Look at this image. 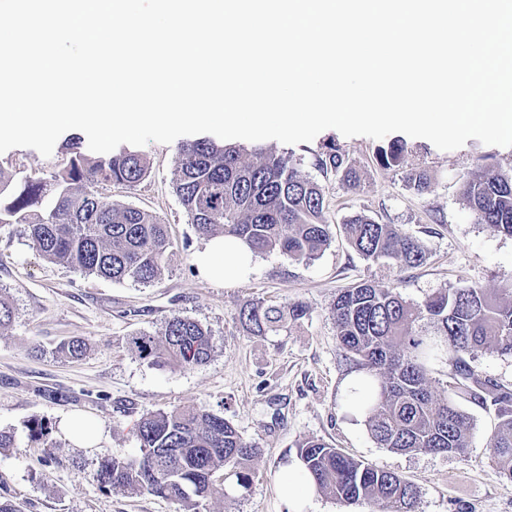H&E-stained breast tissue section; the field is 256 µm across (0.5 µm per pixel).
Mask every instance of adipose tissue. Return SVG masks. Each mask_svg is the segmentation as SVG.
<instances>
[{
    "label": "adipose tissue",
    "mask_w": 512,
    "mask_h": 512,
    "mask_svg": "<svg viewBox=\"0 0 512 512\" xmlns=\"http://www.w3.org/2000/svg\"><path fill=\"white\" fill-rule=\"evenodd\" d=\"M200 272L217 281H242L255 270V254L241 239L217 236L196 256ZM281 496L291 505L292 512H304L316 489L301 464L284 468L278 480Z\"/></svg>",
    "instance_id": "ef3b65f1"
}]
</instances>
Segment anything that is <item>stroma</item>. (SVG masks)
<instances>
[{
    "instance_id": "stroma-1",
    "label": "stroma",
    "mask_w": 512,
    "mask_h": 512,
    "mask_svg": "<svg viewBox=\"0 0 512 512\" xmlns=\"http://www.w3.org/2000/svg\"><path fill=\"white\" fill-rule=\"evenodd\" d=\"M390 138L406 144L409 166L429 173L431 192L417 194L402 172L382 169L375 159L377 139L327 129L296 145L244 142L249 153L258 147L288 153L301 176L323 185V218L333 239L309 263L276 251L257 255L254 273L243 282L212 281L199 272L196 256L207 240L188 223L173 190L172 144L140 147L150 173L136 188L101 189L112 201L167 224L173 246L152 283L115 282L50 263L32 248L23 225L0 224V294L15 309L12 323L0 329V430L14 434L12 447L0 450V497L19 503L22 512H182L163 497L101 489L96 469L104 456L140 458L134 429L141 416L189 405L223 414L262 450L246 496L216 495L201 501L198 512H291L278 477L298 462L300 446L311 439L415 484L417 512H512V481L488 460L487 439L498 424L492 406L459 399L470 418L463 452L402 453L379 447L347 391L359 370L340 349L331 316L339 289L370 280L419 304L440 288L494 292L512 286V237L477 223L462 196L464 183L478 179L485 167L512 175V147L470 139L442 151L401 132ZM66 142L59 137L48 157L32 148L10 149L0 154V170L18 181L50 175L69 158ZM330 142L356 167L358 184L315 168L317 154ZM357 212L420 239L426 263L407 268L364 259L342 231ZM249 300L296 303L307 314L287 329L254 336L235 319ZM175 314L211 331L214 349L206 364L161 369L131 354L129 336L160 335ZM74 337L86 341V355L58 357L56 346ZM75 413L102 423L95 447L61 432L62 419ZM35 422L45 430L42 437L30 434Z\"/></svg>"
}]
</instances>
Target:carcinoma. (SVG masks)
Returning a JSON list of instances; mask_svg holds the SVG:
<instances>
[{"mask_svg":"<svg viewBox=\"0 0 512 512\" xmlns=\"http://www.w3.org/2000/svg\"><path fill=\"white\" fill-rule=\"evenodd\" d=\"M407 147L391 142L377 149L385 170L402 168ZM316 167L350 185L358 172L334 144L324 146ZM149 171L139 153L122 151L91 158L71 147L63 169L14 184L0 170V224L26 225L32 247L51 263L115 282L150 283L160 274L171 247L167 225L137 207L112 202L101 185L132 189ZM411 189L425 194L432 179L424 169L406 174ZM172 185L196 231L245 240L256 253L278 251L310 262L332 242L323 220L325 194L318 181L304 178L293 159L272 151L243 157V149L210 140L180 146ZM463 198L476 221L512 236V175L494 167L465 183ZM348 245L371 261L394 260L417 267L427 259L423 242L363 213L342 225ZM339 346L374 380L367 411L372 438L382 448L404 453H459L469 445V417L455 400L428 389L430 364L445 359L454 394L496 406L499 423L487 440L488 459L512 481V392L482 379L467 361L480 350L512 355V303L483 288H439L420 305L396 288L362 281L339 290L331 308ZM306 315L299 304L247 301L238 310L242 328L262 336ZM428 322L433 335L419 331ZM129 351L160 368L207 363L211 331L188 317L168 319L160 336L136 334ZM80 338L61 343L57 353L78 359ZM142 457L100 459L97 481L104 489H132L182 503L196 512L199 501L219 492L216 474L244 497L255 476L260 448L245 440L224 416L200 407L149 413L136 425ZM316 488L337 500L375 503L382 512H416L417 487L399 475L344 454L321 440L299 449Z\"/></svg>","mask_w":512,"mask_h":512,"instance_id":"cac0c4a2","label":"carcinoma"}]
</instances>
